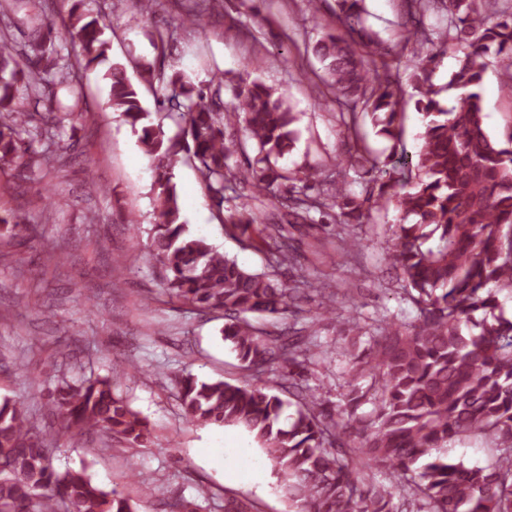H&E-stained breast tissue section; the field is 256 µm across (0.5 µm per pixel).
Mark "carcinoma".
Listing matches in <instances>:
<instances>
[{
    "instance_id": "cac0c4a2",
    "label": "carcinoma",
    "mask_w": 512,
    "mask_h": 512,
    "mask_svg": "<svg viewBox=\"0 0 512 512\" xmlns=\"http://www.w3.org/2000/svg\"><path fill=\"white\" fill-rule=\"evenodd\" d=\"M69 24L60 31L38 19L28 41L10 47L13 9L0 4V169L25 181L57 162L65 127L86 114L83 74L107 60L106 24L69 0ZM186 20L198 25L221 0H187ZM341 30L308 46L324 69L314 84L321 97L352 109L350 129L369 119L376 135L394 141L381 158L352 146L339 170L325 176L306 165L278 166L297 141L293 107L263 83L242 81L224 106V79L198 84L166 72L169 32L157 31V58L140 65L154 90L156 115L182 123V137H165L122 63L104 74L108 106L134 128L157 160L151 258L172 298L199 313L224 314L222 338L232 346L251 383L206 382L188 373L179 393L198 424L246 429L271 460L279 487L294 512H392L394 494L419 512H512V320L495 314L499 294H512V131L505 140L487 129L479 87L490 54L512 62V0H400L404 38L388 45L364 25L363 0H336ZM433 12L446 24L429 27ZM457 55L445 85L432 81L441 58ZM412 70L416 109L422 114L415 154L399 148L403 114L400 68ZM66 90V102L39 111L46 89ZM461 91L458 105L442 94ZM234 126L241 139L226 138ZM251 145L253 156L246 153ZM191 162L206 185L217 218L249 245L275 241L271 267L292 270L295 256L287 224H305L311 210L336 207L337 223L364 224L379 199L395 200L402 218L386 251L402 283L403 300L416 311L407 326L386 318L376 326L370 357L357 363L368 376L343 408L329 409L296 377L315 360L307 327H297L318 299L311 321L336 313V289L292 275L253 273L188 232L174 164ZM245 157L238 164L234 159ZM368 177L361 195L347 189L348 172ZM240 203L226 207L228 194ZM25 217H0V246H24ZM280 374L290 401L258 385ZM133 363L112 378L48 391V405L63 433L129 447L144 446L148 421L115 393L133 377ZM371 413L357 415L360 405ZM294 407L288 420L285 407ZM489 441L496 460L487 466L448 456L451 442ZM388 470L391 487L376 482L374 467ZM0 512H135L122 493L106 491L85 470L63 477L52 469L43 430L26 407L0 401Z\"/></svg>"
}]
</instances>
